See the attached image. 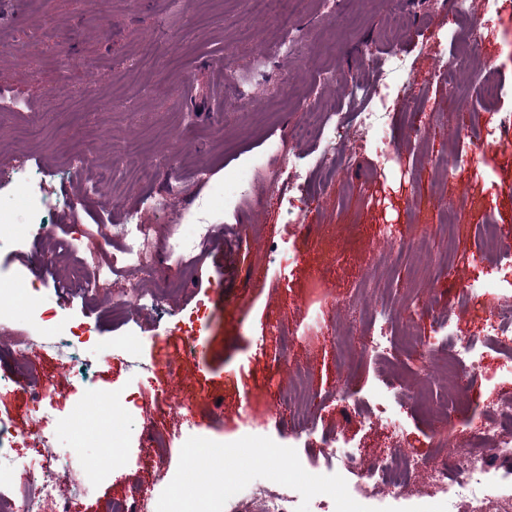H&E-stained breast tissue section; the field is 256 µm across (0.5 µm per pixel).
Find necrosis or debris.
<instances>
[{
  "mask_svg": "<svg viewBox=\"0 0 512 512\" xmlns=\"http://www.w3.org/2000/svg\"><path fill=\"white\" fill-rule=\"evenodd\" d=\"M499 0H484L479 17L469 24L466 35H458L456 29H449L447 39L456 48L448 59L439 60L434 70L442 77L448 88L449 98H457L459 89L456 77L470 71L473 55L482 43L485 26L495 17ZM393 54L382 59L374 86H367L360 76H353L346 86V98L353 101L374 100V108L358 115V135L369 143L376 156L387 159L397 149V136L390 125L380 121L379 113L388 104L408 101L415 90L414 76H406L401 83L385 78L386 71L393 68ZM464 294L478 293L499 315L491 324L489 339L498 344L507 363L512 364V344L507 337L512 334V295L505 294L498 280L486 279L466 284ZM43 307L45 320L32 334L12 340V351L17 359H24L30 352L48 350L61 366L70 367L78 363L84 343L67 322L55 319V302L45 298ZM416 313L433 318L443 335L439 345L448 355V369L459 376L471 378L482 355L474 340L450 332L452 315L436 307L430 301H422L415 307ZM137 406L134 392L90 393L71 412L66 428L72 436L70 447H58L54 433L39 429L20 428L0 416V512H41L47 502L57 505V512H72L80 497L81 488H74L72 494L61 492V479L73 470L87 475H101L111 472L123 460L122 443L127 430L126 416ZM512 435V402L498 406L491 413V421L484 427L480 438L481 449L457 448L455 437L442 435L438 445L444 458L461 465L468 473L471 487L480 489L481 497L476 498L472 512H498L501 504L512 503V468H507L498 478L487 476L484 465L486 448L499 447L503 435ZM36 447L38 456L28 460L19 455V448ZM95 448V455H86V448ZM239 447H224L211 444L197 447L189 444L182 451V465L179 475L170 474L164 462H157L156 472L160 482L167 489L165 497L149 501L132 495H124L112 502V512H199V498L217 503L240 496L248 485L245 472L233 467L234 459L242 455ZM225 460L223 472L213 473L206 469L209 461ZM423 464L408 455L405 449H397L377 460L365 471V477L372 489L403 488L416 478ZM307 492L310 498L328 512H365V500L349 494L333 481L317 479L309 481Z\"/></svg>",
  "mask_w": 512,
  "mask_h": 512,
  "instance_id": "1",
  "label": "necrosis or debris"
}]
</instances>
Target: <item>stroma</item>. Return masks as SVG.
<instances>
[{
    "label": "stroma",
    "mask_w": 512,
    "mask_h": 512,
    "mask_svg": "<svg viewBox=\"0 0 512 512\" xmlns=\"http://www.w3.org/2000/svg\"><path fill=\"white\" fill-rule=\"evenodd\" d=\"M414 29L400 39L396 56L415 75L419 95L407 106L385 111L384 121L401 133L397 153L384 172L360 142L344 138L350 160L324 192L311 193L323 179L324 145L289 135L307 112L336 101L337 89L356 73L374 82L363 68L365 55L383 56L381 44L389 16L388 0H289V28L274 16L259 20L248 0H23L19 19L0 15V165L41 184L44 206L30 215L16 183L0 187V197L16 204L0 214V226L30 225L26 243L0 251V277L31 272L35 258L49 259L50 288L66 282L63 315L93 329L88 347V380L63 370L51 353L14 359L11 339L33 329L35 317L18 310L0 322V364L18 380L52 377L59 394L57 423L94 391L134 390L138 409L124 440L126 458L107 475L91 477L90 489L74 512H112L121 493L158 496L157 484L142 456L158 445L171 472L181 468L184 442H224L243 448L276 445L264 461L239 458L249 484L275 498L284 487L273 473L300 465L304 478L328 474L331 463L323 436L341 433L361 450L358 465L339 471L338 483L360 494L362 472L392 449L416 459L432 458L439 432L473 442L489 411L512 398V374L498 351L485 344L487 357L474 381L465 385L467 408L442 418L388 394L380 375V355L355 350L341 361L340 335L356 340L361 330L355 305L364 315L402 314L401 300L418 284L415 265L433 274L441 255L454 250L457 264L441 274L434 297L455 308L469 280L496 275L478 261L480 227L512 226V148H477L481 126L512 112V0H500L499 13L485 29L472 71L462 76V98L449 100L443 79L434 76L435 57L450 56L453 44L440 42L461 19L442 11L441 0H411ZM295 38L299 58L281 56L279 46ZM499 69L503 95L484 101L476 74ZM66 109H59L58 100ZM292 154L308 173L297 184L281 175L278 160L240 198L224 202V179L247 167L267 138ZM140 148L136 168H117L114 156L129 142ZM476 159L448 177L437 159L457 149ZM108 169L111 179L93 172ZM294 197L305 209L297 221L282 200ZM136 214L158 247L150 269H131L95 291L76 283L78 272L96 278L111 268L103 240L120 245L129 214ZM449 214L466 232L448 241L438 230ZM395 237L424 242L422 254L392 258L383 226ZM222 229L223 240H209L203 267L184 262L180 247L201 229ZM300 254L282 260V250ZM202 284H195V277ZM139 283L164 301L155 306L121 305L127 283ZM210 314L199 336L187 342L173 327L199 300ZM424 341L422 353L394 350L393 359L412 386L426 383L423 355L440 360L438 331L430 318L415 319ZM135 336L139 374L109 348ZM187 357L193 395L184 398L171 383L175 352ZM305 365L307 388L301 411L315 428L314 443L299 434L288 411L273 412L270 390L283 373L280 357ZM347 385L356 402L379 404L396 420V435L360 424L337 403ZM189 403L181 422L170 404ZM437 484L414 480L399 498L380 501L381 512H414L439 499Z\"/></svg>",
    "instance_id": "stroma-1"
}]
</instances>
